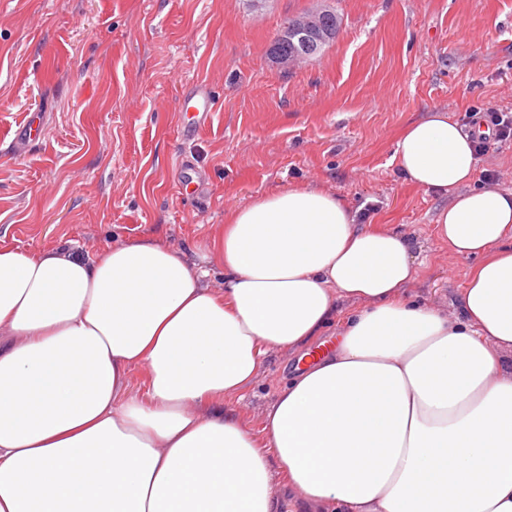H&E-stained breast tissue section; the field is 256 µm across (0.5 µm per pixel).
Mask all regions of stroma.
<instances>
[{"instance_id":"35a3bbf8","label":"stroma","mask_w":512,"mask_h":512,"mask_svg":"<svg viewBox=\"0 0 512 512\" xmlns=\"http://www.w3.org/2000/svg\"><path fill=\"white\" fill-rule=\"evenodd\" d=\"M320 0H0V246L87 257L159 240L199 264L225 217L292 185L413 238L404 293L452 315L474 262L435 233L447 206L406 181L404 127L512 111V0H335L339 36L286 70L269 47ZM215 106L185 128L186 91ZM36 139L16 138L25 120ZM306 349L272 347L225 410L263 439Z\"/></svg>"}]
</instances>
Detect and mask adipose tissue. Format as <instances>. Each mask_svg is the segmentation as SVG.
<instances>
[{
	"mask_svg": "<svg viewBox=\"0 0 512 512\" xmlns=\"http://www.w3.org/2000/svg\"><path fill=\"white\" fill-rule=\"evenodd\" d=\"M395 155L447 198L436 231L476 259L454 317L404 299L409 238L292 186L233 210L213 293L159 241L85 258L0 246V512H512V190L473 187L446 111ZM335 350L293 375L264 441L219 404L272 347ZM145 404L125 399L131 366ZM214 414H205L206 406Z\"/></svg>",
	"mask_w": 512,
	"mask_h": 512,
	"instance_id": "adipose-tissue-1",
	"label": "adipose tissue"
}]
</instances>
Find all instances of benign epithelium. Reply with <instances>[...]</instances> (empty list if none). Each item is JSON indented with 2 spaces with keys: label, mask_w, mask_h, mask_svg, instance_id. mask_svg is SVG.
<instances>
[{
  "label": "benign epithelium",
  "mask_w": 512,
  "mask_h": 512,
  "mask_svg": "<svg viewBox=\"0 0 512 512\" xmlns=\"http://www.w3.org/2000/svg\"><path fill=\"white\" fill-rule=\"evenodd\" d=\"M332 0H322L318 11L311 15L294 17L285 23L271 44V56L280 67L288 69L304 60V56L296 53H285L281 47L298 42L311 49L333 38L332 19L335 9L331 6Z\"/></svg>",
  "instance_id": "1"
}]
</instances>
